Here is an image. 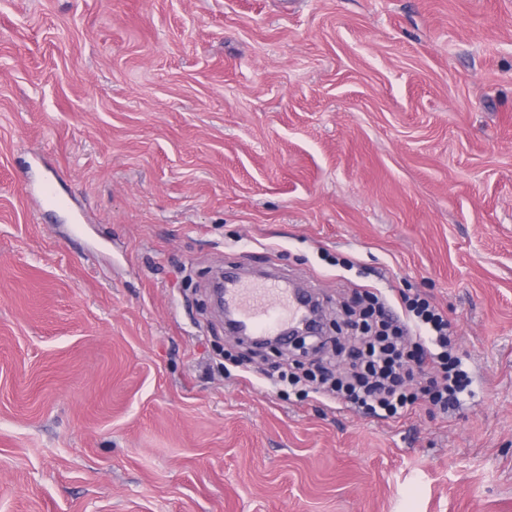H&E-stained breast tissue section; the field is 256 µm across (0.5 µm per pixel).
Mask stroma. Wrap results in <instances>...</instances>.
<instances>
[{"mask_svg":"<svg viewBox=\"0 0 512 512\" xmlns=\"http://www.w3.org/2000/svg\"><path fill=\"white\" fill-rule=\"evenodd\" d=\"M238 262L429 296L469 395L275 388L336 350L227 334ZM0 512H512V0H0Z\"/></svg>","mask_w":512,"mask_h":512,"instance_id":"stroma-1","label":"stroma"}]
</instances>
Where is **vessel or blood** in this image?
Masks as SVG:
<instances>
[{
    "label": "vessel or blood",
    "mask_w": 512,
    "mask_h": 512,
    "mask_svg": "<svg viewBox=\"0 0 512 512\" xmlns=\"http://www.w3.org/2000/svg\"><path fill=\"white\" fill-rule=\"evenodd\" d=\"M224 303L253 336L282 335L288 322L306 318L308 307L307 302L276 279L228 282L224 288Z\"/></svg>",
    "instance_id": "1"
}]
</instances>
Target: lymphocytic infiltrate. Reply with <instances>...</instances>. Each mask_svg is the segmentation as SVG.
<instances>
[{"label": "lymphocytic infiltrate", "instance_id": "obj_1", "mask_svg": "<svg viewBox=\"0 0 512 512\" xmlns=\"http://www.w3.org/2000/svg\"><path fill=\"white\" fill-rule=\"evenodd\" d=\"M406 304L410 315L401 321L371 297L355 323L352 374L335 382L338 400L373 417L399 419L428 403L444 410L465 392L462 362L448 358L452 325L443 309L418 297Z\"/></svg>", "mask_w": 512, "mask_h": 512}]
</instances>
